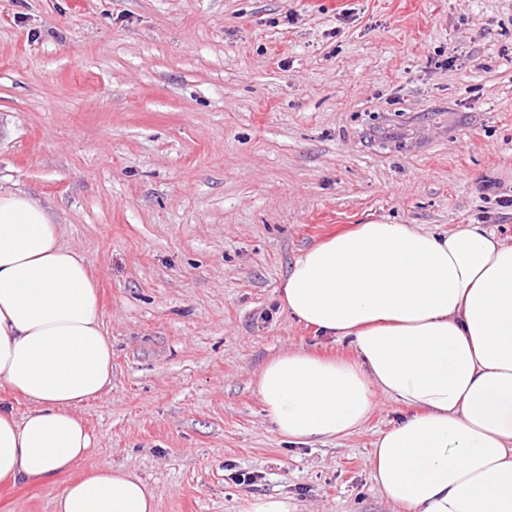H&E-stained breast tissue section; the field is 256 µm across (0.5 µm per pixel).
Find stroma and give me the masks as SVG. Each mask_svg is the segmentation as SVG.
<instances>
[{"label": "stroma", "instance_id": "stroma-1", "mask_svg": "<svg viewBox=\"0 0 512 512\" xmlns=\"http://www.w3.org/2000/svg\"><path fill=\"white\" fill-rule=\"evenodd\" d=\"M0 187L86 259L112 339L111 387L76 409L86 457L0 512H54L111 466L158 512H399L369 457L405 406L293 444L257 377L290 349L356 357L279 300L326 238L486 224L512 244V0H0Z\"/></svg>", "mask_w": 512, "mask_h": 512}]
</instances>
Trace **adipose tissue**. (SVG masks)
<instances>
[{"instance_id":"obj_1","label":"adipose tissue","mask_w":512,"mask_h":512,"mask_svg":"<svg viewBox=\"0 0 512 512\" xmlns=\"http://www.w3.org/2000/svg\"><path fill=\"white\" fill-rule=\"evenodd\" d=\"M280 301L298 323L349 340L355 360L278 354L257 388L276 432L297 443L360 428L377 396L410 413L369 459L402 512H512V245L481 224L435 233L363 224L297 257ZM112 384V341L85 259L47 210L0 190V480L70 470L91 437L76 406ZM154 489L122 467L68 483L55 512H157Z\"/></svg>"}]
</instances>
